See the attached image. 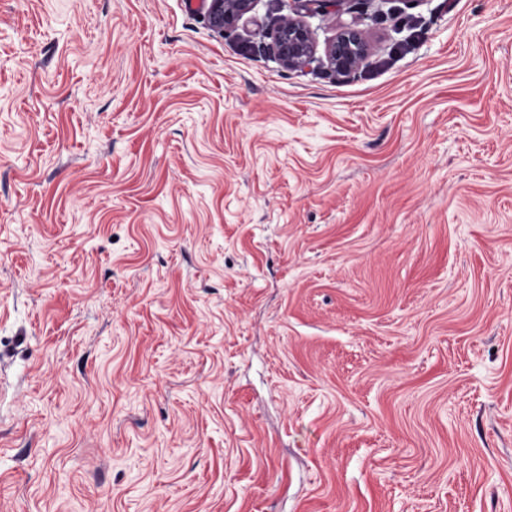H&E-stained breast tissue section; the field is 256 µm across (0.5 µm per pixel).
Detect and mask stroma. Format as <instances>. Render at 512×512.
<instances>
[{"label":"stroma","instance_id":"35a3bbf8","mask_svg":"<svg viewBox=\"0 0 512 512\" xmlns=\"http://www.w3.org/2000/svg\"><path fill=\"white\" fill-rule=\"evenodd\" d=\"M0 512H512V0H0ZM253 0H211L209 6L210 24L218 30L224 29V22L234 14L243 16L251 11ZM274 48L289 69H303L313 54V44L307 29L298 20H283L272 34ZM370 44L360 30L349 26L341 29L327 52L329 65L337 72L348 74L367 58Z\"/></svg>","mask_w":512,"mask_h":512}]
</instances>
